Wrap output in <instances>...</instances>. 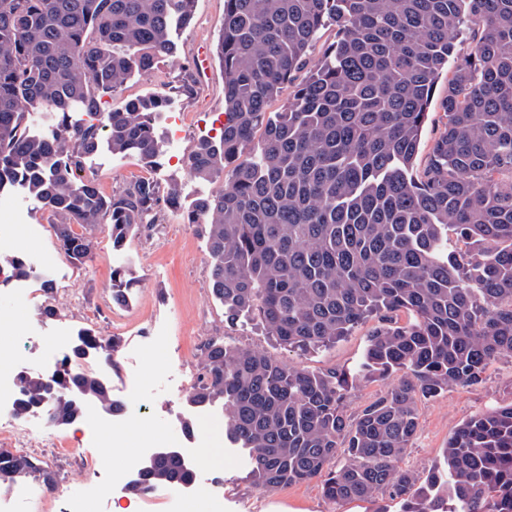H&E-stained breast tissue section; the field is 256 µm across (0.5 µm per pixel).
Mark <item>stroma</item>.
Wrapping results in <instances>:
<instances>
[{
	"mask_svg": "<svg viewBox=\"0 0 512 512\" xmlns=\"http://www.w3.org/2000/svg\"><path fill=\"white\" fill-rule=\"evenodd\" d=\"M224 23V0H196L189 27H176L172 38L176 57L157 59L152 70L134 73L123 90L100 98V109L109 112L125 101L165 94L157 126L162 149L155 165L144 168L135 158L116 155L101 147L87 158L105 193L120 190L130 180L149 175L160 186L177 183L183 205L219 192L221 181L204 180L191 174L187 158L203 139L220 132L224 112V74L215 54V45ZM5 203L20 215L24 224L41 225L35 236L20 238L21 251L51 252L54 265L43 275L54 283L53 296L33 301L12 293L0 284V315H12L29 335L50 333L52 323L42 314L54 305L60 322L76 328L89 327L119 341L118 373L112 380V396L127 406V415H115V422L134 419L138 433L123 427L114 445L117 460H124L142 439L166 433L168 439L182 437L181 421L190 414L191 385L199 377L200 347L207 339L226 341L265 351L272 358L296 368L314 371L347 369L361 359L372 323L355 328L334 346L306 354L291 352L265 335L258 321L229 325L224 308L209 287V256L204 236L183 214L162 210L152 231L128 239L123 250L112 247L107 227L97 232L96 254L92 261L74 266L56 241L51 220L34 209L24 194H4ZM128 268L135 286L124 304L112 299V270ZM83 305L93 314L84 319L75 310ZM512 401V361L492 364L482 386L455 387L419 405V430L404 464L425 473L441 457V451L456 426L493 406ZM213 420L193 422L198 451L214 449L211 465L198 468L196 483L198 512H211L210 499L224 498V512H376L382 498L333 503L324 498L317 482H305L268 491L257 488L249 477L250 463L240 449L224 439V426L216 418L221 406L210 408Z\"/></svg>",
	"mask_w": 512,
	"mask_h": 512,
	"instance_id": "1",
	"label": "stroma"
}]
</instances>
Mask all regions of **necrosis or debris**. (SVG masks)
<instances>
[{
  "label": "necrosis or debris",
  "instance_id": "obj_1",
  "mask_svg": "<svg viewBox=\"0 0 512 512\" xmlns=\"http://www.w3.org/2000/svg\"><path fill=\"white\" fill-rule=\"evenodd\" d=\"M76 337H26L13 326L0 322V452L14 456L40 454L46 445L50 422L44 412L32 408L18 410L21 396L20 375L44 378L68 370L85 378L111 380L114 365L104 352L81 354L75 349ZM56 350L53 363L40 361L28 365L36 351ZM79 423L89 442L91 453H81L68 473L70 494L61 496L51 490L33 492L31 483L0 482V512H103L102 502L112 494L113 483L122 481L131 468L158 447V440L140 442L127 456L124 467L114 465L112 445L118 438L112 410L94 397H86Z\"/></svg>",
  "mask_w": 512,
  "mask_h": 512
}]
</instances>
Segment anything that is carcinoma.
<instances>
[{
  "label": "carcinoma",
  "instance_id": "obj_1",
  "mask_svg": "<svg viewBox=\"0 0 512 512\" xmlns=\"http://www.w3.org/2000/svg\"><path fill=\"white\" fill-rule=\"evenodd\" d=\"M195 2L0 0V192L20 190L53 218L75 265L93 258L99 225L118 250L157 223L161 206L182 208L175 183L162 193L140 177L107 195L85 167L103 142L154 163L165 96L130 100L86 126L69 110L95 114L99 93L176 57L172 26L191 22ZM329 24L336 43L267 117ZM466 34L473 47L461 51ZM216 55L223 131L187 167L224 188L186 218L207 239L209 286L226 321L254 318L303 353L378 324L348 371L292 368L211 339L190 402L222 404L224 435L249 451L253 481L267 490L318 480L334 503L386 495L399 512H512V402L458 425L426 476L403 465L419 401L478 386L491 362L512 360V0H224ZM444 72V121L417 172ZM36 112L58 116L53 133L30 131ZM133 285L124 268L112 270L114 301ZM81 336L89 348L117 347L91 328ZM368 382L386 390L352 418L350 391ZM19 383V409L41 405L57 425L74 420L87 393L118 409L106 387L78 375ZM19 469L57 482L40 459L0 453V475ZM194 481L181 452L162 448L142 460L135 483Z\"/></svg>",
  "mask_w": 512,
  "mask_h": 512
}]
</instances>
